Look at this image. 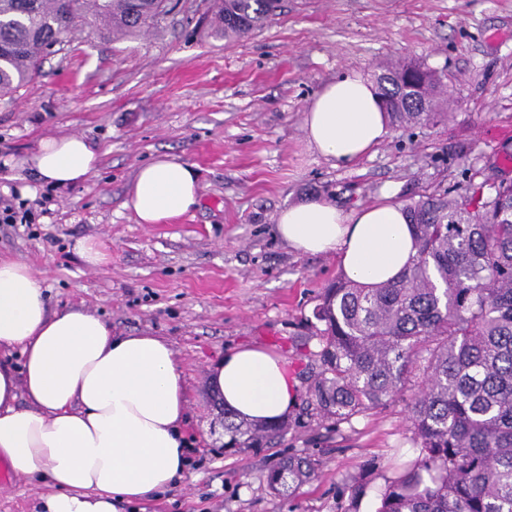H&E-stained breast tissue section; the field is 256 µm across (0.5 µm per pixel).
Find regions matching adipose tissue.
Instances as JSON below:
<instances>
[{"instance_id":"1","label":"adipose tissue","mask_w":512,"mask_h":512,"mask_svg":"<svg viewBox=\"0 0 512 512\" xmlns=\"http://www.w3.org/2000/svg\"><path fill=\"white\" fill-rule=\"evenodd\" d=\"M304 131L320 156L352 164L386 138L388 115L370 80L346 74L307 105ZM99 161L76 134L40 141L30 158L60 188L87 182ZM200 195L194 166L165 154L139 167L123 206L137 223L167 224ZM276 233L296 251L336 255L343 275L370 287L396 279L417 253L403 205L388 198L350 211L304 200L279 211ZM208 383L254 423L286 420L297 401L287 361L263 348L226 352ZM188 407L167 340L115 334L84 309L48 311L34 271L0 259V461L51 487L43 512H122L174 488L188 465Z\"/></svg>"}]
</instances>
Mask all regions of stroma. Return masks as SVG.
I'll list each match as a JSON object with an SVG mask.
<instances>
[{"label":"stroma","mask_w":512,"mask_h":512,"mask_svg":"<svg viewBox=\"0 0 512 512\" xmlns=\"http://www.w3.org/2000/svg\"><path fill=\"white\" fill-rule=\"evenodd\" d=\"M209 5L180 0L131 39L75 32L37 79L0 97V198L39 214L29 226L0 224V259L39 274L51 308L78 306L113 331L171 342L189 391V464L147 512H336L347 476L378 486L393 450L415 448L407 401L337 426L295 410L284 438L228 452L206 368L257 345L286 358L307 392L318 340L305 318L340 269L335 256L277 236L282 208L453 194L467 170L512 154V0H282L272 21L228 41L211 35ZM404 57L441 75L448 119L390 129L349 165L309 147L303 112L323 84L346 73L373 80ZM66 134L98 147L100 167L84 185L52 189L25 160L41 139ZM162 154L194 165L201 202L171 224L136 223L127 188ZM83 239L110 261L87 266L75 249ZM295 451L322 457L319 478L293 495L272 491L267 471ZM49 492L12 478L0 512H38Z\"/></svg>","instance_id":"1"}]
</instances>
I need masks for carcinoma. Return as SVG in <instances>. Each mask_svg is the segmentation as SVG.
<instances>
[{
    "mask_svg": "<svg viewBox=\"0 0 512 512\" xmlns=\"http://www.w3.org/2000/svg\"><path fill=\"white\" fill-rule=\"evenodd\" d=\"M211 32L238 39L261 28L281 0H216ZM170 0H0V94L41 73L45 56L89 28L133 37L155 27ZM437 71L422 60L377 76L395 127L448 116ZM454 196L406 204L418 254L397 280L363 288L340 275L312 311L319 340L306 410L338 424L364 416L417 380L409 421L414 457L394 462L374 491L375 512H512V180L488 163ZM287 431L224 411V448H261ZM321 460L290 453L266 475L293 493ZM345 489L359 512L361 474Z\"/></svg>",
    "mask_w": 512,
    "mask_h": 512,
    "instance_id": "obj_1",
    "label": "carcinoma"
}]
</instances>
